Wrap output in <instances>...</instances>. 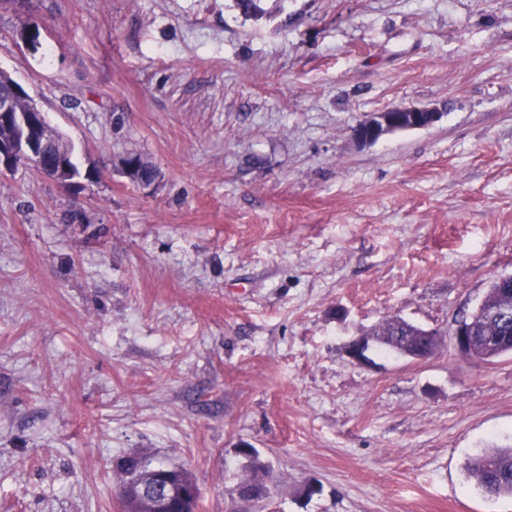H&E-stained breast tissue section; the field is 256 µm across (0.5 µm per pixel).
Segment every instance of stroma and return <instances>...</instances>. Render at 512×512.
I'll return each mask as SVG.
<instances>
[{"mask_svg":"<svg viewBox=\"0 0 512 512\" xmlns=\"http://www.w3.org/2000/svg\"><path fill=\"white\" fill-rule=\"evenodd\" d=\"M262 5L0 0V71L98 174L0 170V512H123L133 452L229 512L244 444L280 477L248 512H512L464 472L512 443V355L346 352L512 273V0ZM397 106L442 118L353 139ZM365 335L351 341L346 349V352L352 361L359 365H365L370 362L367 353L375 346V344L377 345L375 336ZM140 460L141 466L147 470L150 468H162L165 476V480L170 482L173 485L176 486H182L185 483H194L193 479L189 475V473L183 469H177V468H170L162 463L153 464L151 461L147 460L146 458L142 456H137ZM157 470H149L150 474H155ZM195 484V483H194ZM196 485V484H195ZM195 485H192L188 490V495L196 497L198 495V489Z\"/></svg>","mask_w":512,"mask_h":512,"instance_id":"1","label":"stroma"}]
</instances>
